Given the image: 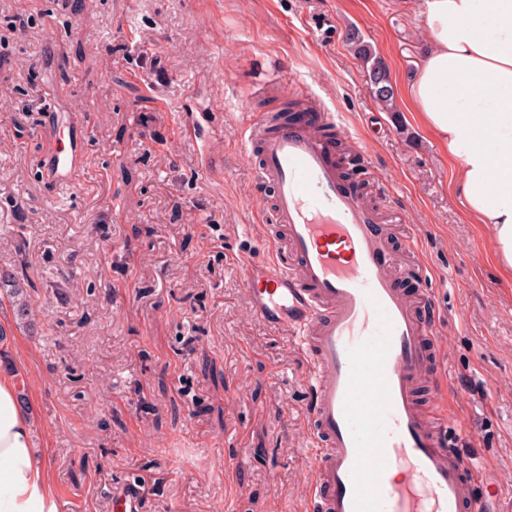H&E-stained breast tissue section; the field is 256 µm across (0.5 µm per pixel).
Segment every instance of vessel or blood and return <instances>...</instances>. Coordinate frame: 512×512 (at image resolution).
Segmentation results:
<instances>
[{
  "label": "vessel or blood",
  "instance_id": "obj_1",
  "mask_svg": "<svg viewBox=\"0 0 512 512\" xmlns=\"http://www.w3.org/2000/svg\"><path fill=\"white\" fill-rule=\"evenodd\" d=\"M294 123H249L246 153L274 189L275 254L246 260L250 305L295 336L309 373V427L317 475L312 512H487L484 478L429 423L422 381L446 372L429 336L434 321L400 292L379 209L341 176L329 133L336 115L318 98ZM84 141L48 145L40 165L71 182Z\"/></svg>",
  "mask_w": 512,
  "mask_h": 512
}]
</instances>
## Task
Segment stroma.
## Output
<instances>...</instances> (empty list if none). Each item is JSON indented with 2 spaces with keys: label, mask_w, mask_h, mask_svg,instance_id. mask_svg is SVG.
Instances as JSON below:
<instances>
[{
  "label": "stroma",
  "mask_w": 512,
  "mask_h": 512,
  "mask_svg": "<svg viewBox=\"0 0 512 512\" xmlns=\"http://www.w3.org/2000/svg\"><path fill=\"white\" fill-rule=\"evenodd\" d=\"M419 0H0V270L34 283L35 332L0 310L7 358L59 512H112L140 483L142 512H309L316 484L308 375L287 330L251 310L244 260L270 188L244 152L246 113L302 87L380 177L399 214L393 254L415 245L435 291L447 383L426 386L468 464L512 502V276L456 191L447 151L405 103L427 44ZM358 28L388 66L383 111L345 40ZM59 101L86 143L68 186L38 166ZM217 132L181 134L200 108Z\"/></svg>",
  "instance_id": "35a3bbf8"
}]
</instances>
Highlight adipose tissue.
Masks as SVG:
<instances>
[{"label": "adipose tissue", "instance_id": "ef3b65f1", "mask_svg": "<svg viewBox=\"0 0 512 512\" xmlns=\"http://www.w3.org/2000/svg\"><path fill=\"white\" fill-rule=\"evenodd\" d=\"M429 48L406 98L459 172L468 214L512 274V0H421ZM0 512H59L33 421L0 371Z\"/></svg>", "mask_w": 512, "mask_h": 512}]
</instances>
